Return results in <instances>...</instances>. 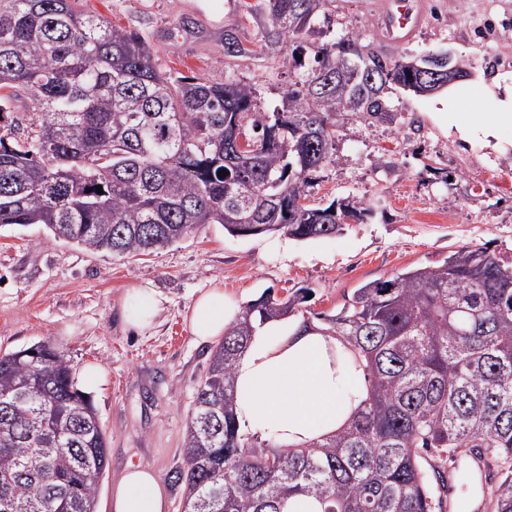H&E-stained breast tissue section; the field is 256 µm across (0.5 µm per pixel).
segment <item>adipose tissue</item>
<instances>
[{
    "mask_svg": "<svg viewBox=\"0 0 512 512\" xmlns=\"http://www.w3.org/2000/svg\"><path fill=\"white\" fill-rule=\"evenodd\" d=\"M443 128L460 137H498L512 129V76L476 78L448 86L437 98ZM242 312L221 285L194 301L189 325L203 343L219 339ZM337 337L311 328L299 331L283 320L256 327L235 369L238 420L251 434L280 449L309 447L346 426L367 397L364 371L340 364ZM113 512H164L161 478L147 465L129 466L115 486Z\"/></svg>",
    "mask_w": 512,
    "mask_h": 512,
    "instance_id": "obj_1",
    "label": "adipose tissue"
}]
</instances>
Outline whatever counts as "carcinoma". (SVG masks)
Segmentation results:
<instances>
[{"mask_svg": "<svg viewBox=\"0 0 512 512\" xmlns=\"http://www.w3.org/2000/svg\"><path fill=\"white\" fill-rule=\"evenodd\" d=\"M77 2L0 4V227L41 224L126 257L204 224L303 241L372 212L362 202L299 201L332 155L340 118L392 120L386 91L411 86L423 59L347 35L309 63L295 60L304 72L282 107L261 112L253 85L163 71L138 34ZM325 2L260 0L270 21L261 40L294 41L291 55H305L297 39ZM347 63L376 70L375 82L312 87ZM21 95L25 126L13 112ZM241 135L257 150L231 154ZM304 299L262 295L213 349L175 471L184 512H282L294 494L317 498L323 512H443L447 462L464 449L495 460V512H512V260L463 246L439 265L366 282L320 314L364 361L368 398L323 442L278 450L240 425L234 369L254 324L288 317ZM108 445L65 353L39 343L0 355V512H97Z\"/></svg>", "mask_w": 512, "mask_h": 512, "instance_id": "carcinoma-1", "label": "carcinoma"}]
</instances>
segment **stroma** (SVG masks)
<instances>
[{
  "label": "stroma",
  "mask_w": 512,
  "mask_h": 512,
  "mask_svg": "<svg viewBox=\"0 0 512 512\" xmlns=\"http://www.w3.org/2000/svg\"><path fill=\"white\" fill-rule=\"evenodd\" d=\"M225 2L78 0V7L140 34L160 68L215 83L249 81L262 109H273L299 73L291 51L254 49L266 13ZM422 2L421 27L395 42L385 38L381 0H330L326 20L303 43L313 50L352 34L392 56L448 52L469 71L512 74V0ZM228 29L244 53L225 54ZM387 100L394 122L344 118L333 157L310 189L313 204L348 198L371 206V217L338 235L234 237L208 224L152 254L119 258L56 239L41 225L0 229V352L48 341L75 370L97 364L106 372L90 395L109 436L97 512H109L116 480L137 463L160 473L165 512H182L183 488L171 478L183 464L190 410L212 351L195 341L187 317L212 282L244 304L308 289L295 312L307 320L340 308L363 283L437 264L467 245L512 257V195L497 188L512 177V135L494 144L479 135L463 141L435 122L432 97L395 88ZM132 288L165 298L157 326L142 335L122 319Z\"/></svg>",
  "instance_id": "obj_1"
}]
</instances>
